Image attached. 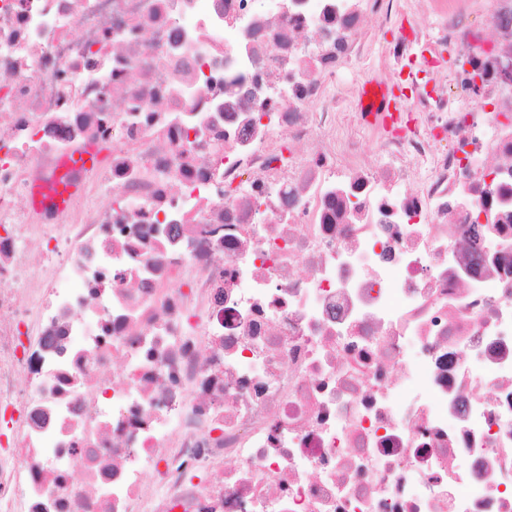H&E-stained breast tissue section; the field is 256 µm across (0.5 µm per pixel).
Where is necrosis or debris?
Listing matches in <instances>:
<instances>
[{"mask_svg":"<svg viewBox=\"0 0 512 512\" xmlns=\"http://www.w3.org/2000/svg\"><path fill=\"white\" fill-rule=\"evenodd\" d=\"M476 2L0 0V512H512V0L488 38ZM370 17L410 26L387 126Z\"/></svg>","mask_w":512,"mask_h":512,"instance_id":"4bbe7bcc","label":"necrosis or debris"}]
</instances>
